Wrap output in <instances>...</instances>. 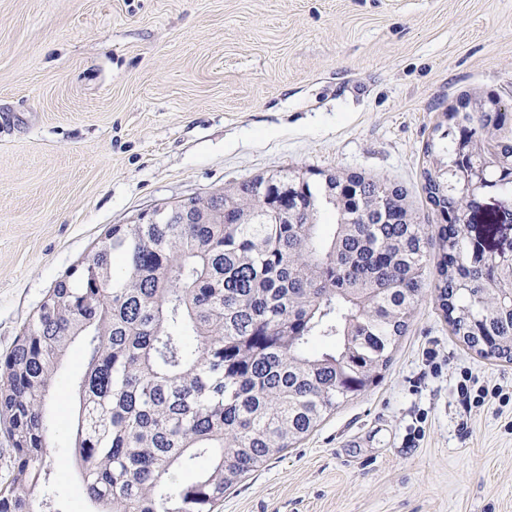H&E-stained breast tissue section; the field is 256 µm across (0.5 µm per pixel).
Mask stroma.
I'll return each instance as SVG.
<instances>
[{
	"instance_id": "stroma-1",
	"label": "stroma",
	"mask_w": 512,
	"mask_h": 512,
	"mask_svg": "<svg viewBox=\"0 0 512 512\" xmlns=\"http://www.w3.org/2000/svg\"><path fill=\"white\" fill-rule=\"evenodd\" d=\"M467 96L512 110V0H0V358L113 225L259 175L359 173L438 223L425 148ZM464 370L512 392L427 291L377 383L215 512H512V402L464 412ZM81 373L72 352L46 404L52 470ZM47 492L92 510L79 473Z\"/></svg>"
}]
</instances>
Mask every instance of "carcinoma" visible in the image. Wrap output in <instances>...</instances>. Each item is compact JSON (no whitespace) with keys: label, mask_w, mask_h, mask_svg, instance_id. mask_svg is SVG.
<instances>
[{"label":"carcinoma","mask_w":512,"mask_h":512,"mask_svg":"<svg viewBox=\"0 0 512 512\" xmlns=\"http://www.w3.org/2000/svg\"><path fill=\"white\" fill-rule=\"evenodd\" d=\"M447 160L424 170L443 223L414 222L402 188L354 173L281 192L257 176L114 226L59 282L0 360L12 444L0 512H37L48 480L44 404L85 340L64 425L95 512H214L242 475L373 383L430 287L453 335L512 361V256L464 232L489 191L512 195V141L451 112Z\"/></svg>","instance_id":"1"}]
</instances>
